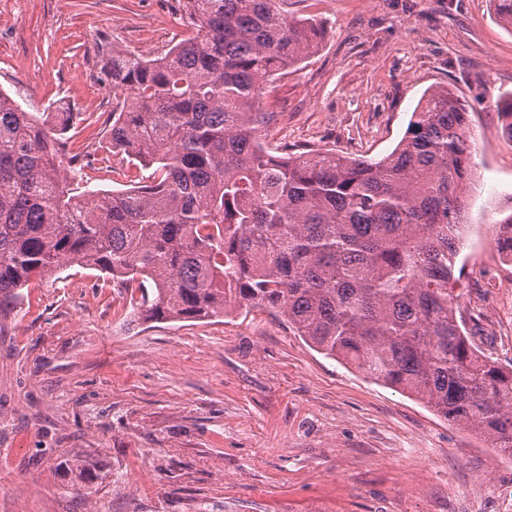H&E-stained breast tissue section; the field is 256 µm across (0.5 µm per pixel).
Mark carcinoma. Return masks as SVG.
Returning <instances> with one entry per match:
<instances>
[{
    "mask_svg": "<svg viewBox=\"0 0 512 512\" xmlns=\"http://www.w3.org/2000/svg\"><path fill=\"white\" fill-rule=\"evenodd\" d=\"M197 35L159 56L112 53V148L145 184L84 185L73 113L0 90V316L35 277L79 266L137 283L135 321L271 309L326 356L423 401L512 457V368L464 333L448 288L472 184L470 114L423 94L380 158L278 155L264 85L313 53L320 26L279 0H182ZM512 255V214L498 221ZM66 475L91 482L73 460Z\"/></svg>",
    "mask_w": 512,
    "mask_h": 512,
    "instance_id": "1",
    "label": "carcinoma"
}]
</instances>
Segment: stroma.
I'll use <instances>...</instances> for the list:
<instances>
[{"instance_id": "35a3bbf8", "label": "stroma", "mask_w": 512, "mask_h": 512, "mask_svg": "<svg viewBox=\"0 0 512 512\" xmlns=\"http://www.w3.org/2000/svg\"><path fill=\"white\" fill-rule=\"evenodd\" d=\"M324 36L261 98L264 141L378 157L425 91L470 113L476 172L450 290L470 341L512 365V260L473 225L512 212V29L492 0H284ZM181 0H0V89L70 102L69 143L97 188L139 176L113 150L103 53L156 56L195 35ZM0 318V512H503L512 459L416 398L317 352L285 316L132 321L122 279H33ZM89 460L102 479L65 478ZM138 473L127 484L128 472Z\"/></svg>"}]
</instances>
